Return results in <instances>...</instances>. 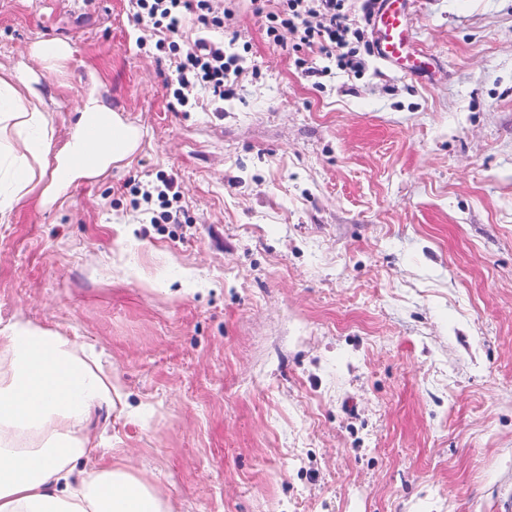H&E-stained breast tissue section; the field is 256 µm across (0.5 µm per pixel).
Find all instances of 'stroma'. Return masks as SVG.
<instances>
[{"label":"stroma","instance_id":"stroma-1","mask_svg":"<svg viewBox=\"0 0 512 512\" xmlns=\"http://www.w3.org/2000/svg\"><path fill=\"white\" fill-rule=\"evenodd\" d=\"M185 21L245 59L231 96L172 109L131 0H0V64L62 118L89 71L141 127L133 160L0 217V332L98 354L173 512H502L512 499V0H410L407 76L359 49L320 81L251 0ZM42 39L73 49L45 68ZM173 178L180 223L135 183Z\"/></svg>","mask_w":512,"mask_h":512}]
</instances>
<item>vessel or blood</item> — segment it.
Here are the masks:
<instances>
[{"instance_id":"b4317fda","label":"vessel or blood","mask_w":512,"mask_h":512,"mask_svg":"<svg viewBox=\"0 0 512 512\" xmlns=\"http://www.w3.org/2000/svg\"><path fill=\"white\" fill-rule=\"evenodd\" d=\"M377 57L412 76L428 69L433 58L414 46L407 23L406 0H377L373 12Z\"/></svg>"}]
</instances>
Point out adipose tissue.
Returning a JSON list of instances; mask_svg holds the SVG:
<instances>
[{
  "mask_svg": "<svg viewBox=\"0 0 512 512\" xmlns=\"http://www.w3.org/2000/svg\"><path fill=\"white\" fill-rule=\"evenodd\" d=\"M99 83L90 73L62 138L37 80L23 65H0V159L13 170L0 214L33 198L53 208L71 186L137 153L140 128L103 101ZM120 399L112 375L92 368L59 332L17 321L0 335V512H171L165 491L138 474L133 456L99 455L89 416Z\"/></svg>",
  "mask_w": 512,
  "mask_h": 512,
  "instance_id": "1",
  "label": "adipose tissue"
}]
</instances>
